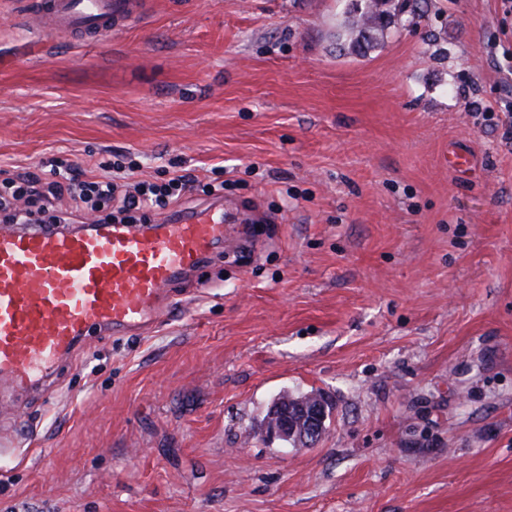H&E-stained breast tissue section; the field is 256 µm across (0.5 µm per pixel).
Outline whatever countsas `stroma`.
Instances as JSON below:
<instances>
[{"label": "stroma", "mask_w": 512, "mask_h": 512, "mask_svg": "<svg viewBox=\"0 0 512 512\" xmlns=\"http://www.w3.org/2000/svg\"><path fill=\"white\" fill-rule=\"evenodd\" d=\"M20 2L0 169L220 167L275 221L0 405V512H512V0H432L364 56L347 0H144L93 43ZM285 391L332 401L314 446L267 438Z\"/></svg>", "instance_id": "1"}]
</instances>
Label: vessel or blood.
Masks as SVG:
<instances>
[{
    "label": "vessel or blood",
    "mask_w": 512,
    "mask_h": 512,
    "mask_svg": "<svg viewBox=\"0 0 512 512\" xmlns=\"http://www.w3.org/2000/svg\"><path fill=\"white\" fill-rule=\"evenodd\" d=\"M42 35L98 39L137 22L141 0H37ZM222 205L162 224H109L74 232L0 230V384L45 385L59 363L93 337L148 329L163 318L175 284L236 234Z\"/></svg>",
    "instance_id": "b4317fda"
}]
</instances>
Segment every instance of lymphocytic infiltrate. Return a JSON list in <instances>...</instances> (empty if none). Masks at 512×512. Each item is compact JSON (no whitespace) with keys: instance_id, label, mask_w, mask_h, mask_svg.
Wrapping results in <instances>:
<instances>
[{"instance_id":"1","label":"lymphocytic infiltrate","mask_w":512,"mask_h":512,"mask_svg":"<svg viewBox=\"0 0 512 512\" xmlns=\"http://www.w3.org/2000/svg\"><path fill=\"white\" fill-rule=\"evenodd\" d=\"M192 174L163 183H117L78 168H53L42 177L24 172L0 180V220L7 224H83L90 214L108 223L146 224L148 213L164 209L192 193Z\"/></svg>"}]
</instances>
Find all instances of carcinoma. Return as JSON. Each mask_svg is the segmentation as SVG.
I'll return each instance as SVG.
<instances>
[{"mask_svg":"<svg viewBox=\"0 0 512 512\" xmlns=\"http://www.w3.org/2000/svg\"><path fill=\"white\" fill-rule=\"evenodd\" d=\"M427 0H347L345 33L336 38V49L360 55L378 45L390 28L407 19L415 24Z\"/></svg>","mask_w":512,"mask_h":512,"instance_id":"carcinoma-1","label":"carcinoma"}]
</instances>
